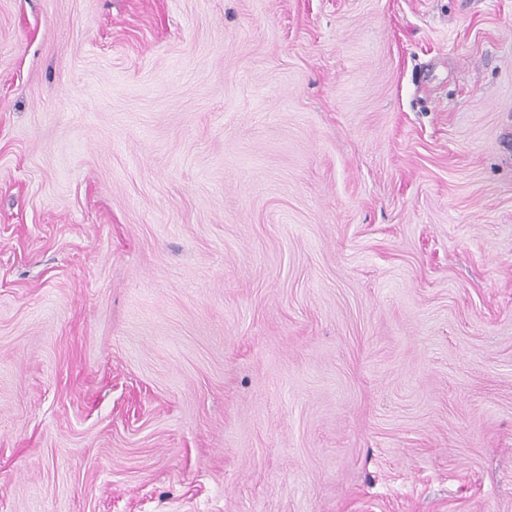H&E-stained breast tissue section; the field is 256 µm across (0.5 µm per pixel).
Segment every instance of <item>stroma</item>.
<instances>
[{"label":"stroma","instance_id":"1","mask_svg":"<svg viewBox=\"0 0 512 512\" xmlns=\"http://www.w3.org/2000/svg\"><path fill=\"white\" fill-rule=\"evenodd\" d=\"M0 512H512V0H0Z\"/></svg>","mask_w":512,"mask_h":512}]
</instances>
